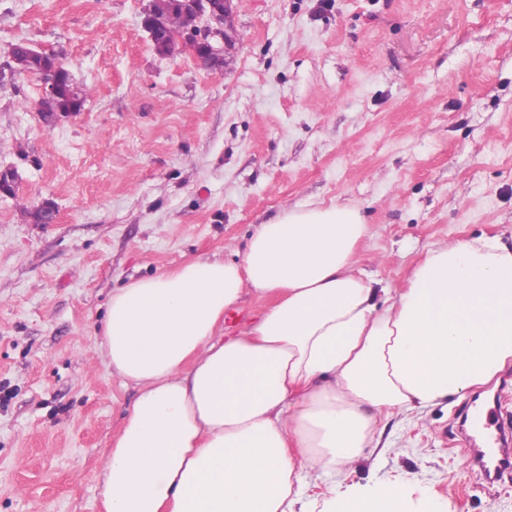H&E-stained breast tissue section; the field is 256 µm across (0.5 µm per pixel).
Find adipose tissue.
Segmentation results:
<instances>
[{"label":"adipose tissue","mask_w":512,"mask_h":512,"mask_svg":"<svg viewBox=\"0 0 512 512\" xmlns=\"http://www.w3.org/2000/svg\"><path fill=\"white\" fill-rule=\"evenodd\" d=\"M359 208L307 204L260 224L241 262L191 259L115 290L112 373L137 395L97 476L104 512H294L348 471L393 411H424L512 365V246L428 251L404 287L360 268ZM268 299L228 336L245 291ZM326 512H444L405 484L333 486Z\"/></svg>","instance_id":"obj_1"}]
</instances>
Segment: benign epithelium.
Here are the masks:
<instances>
[{"instance_id": "benign-epithelium-1", "label": "benign epithelium", "mask_w": 512, "mask_h": 512, "mask_svg": "<svg viewBox=\"0 0 512 512\" xmlns=\"http://www.w3.org/2000/svg\"><path fill=\"white\" fill-rule=\"evenodd\" d=\"M173 0H150L146 10L145 27L150 39L161 36L156 16ZM185 9L196 12L200 17V25L186 31L183 40L190 46V52L197 64L206 69L213 67V62L223 56V52L233 46L228 38L232 31L233 0H178Z\"/></svg>"}]
</instances>
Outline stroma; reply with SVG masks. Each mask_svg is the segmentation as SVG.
<instances>
[{
    "label": "stroma",
    "mask_w": 512,
    "mask_h": 512,
    "mask_svg": "<svg viewBox=\"0 0 512 512\" xmlns=\"http://www.w3.org/2000/svg\"><path fill=\"white\" fill-rule=\"evenodd\" d=\"M148 0H0V512H104L96 476L135 391L98 332L113 290L190 258L241 260L286 208L353 204L357 256L402 287L444 242L512 244V0H235L236 44L205 70L159 54ZM24 42L84 97L45 126ZM53 201L58 219L27 212ZM512 431V367L382 420L344 484L406 482L452 512H512V475L467 459L476 402Z\"/></svg>",
    "instance_id": "1"
}]
</instances>
